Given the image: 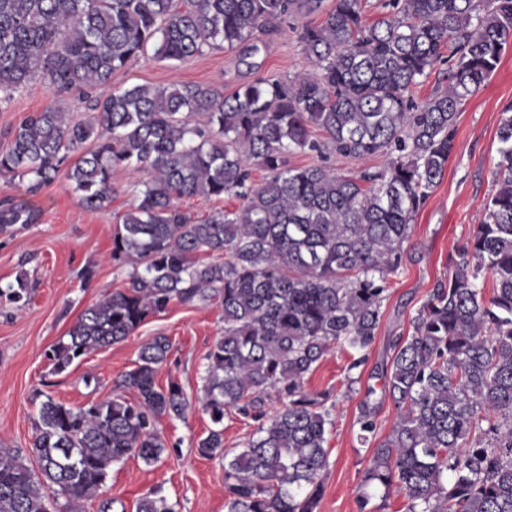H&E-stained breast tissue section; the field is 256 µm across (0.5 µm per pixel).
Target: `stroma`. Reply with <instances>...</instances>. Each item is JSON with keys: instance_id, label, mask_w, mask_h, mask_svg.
<instances>
[{"instance_id": "stroma-1", "label": "stroma", "mask_w": 512, "mask_h": 512, "mask_svg": "<svg viewBox=\"0 0 512 512\" xmlns=\"http://www.w3.org/2000/svg\"><path fill=\"white\" fill-rule=\"evenodd\" d=\"M322 19V12L298 14L280 31L263 37L259 53L248 58L236 50L208 49L174 67L146 57L130 62L112 82L157 87L194 83L217 86L229 94L259 76L285 79L310 68L296 24ZM510 103L512 49L506 50L485 87L469 97L458 116L455 150L414 218L404 244L402 270L381 302V324L367 362L350 369V353L336 350L308 378L307 389L329 393L335 405L328 435L329 466L322 476L324 490L317 512H360L358 489L371 457L370 444L359 438L360 404L371 398L376 438L384 440L395 423L396 408L382 394V372L396 339L412 334L416 310L437 281L452 275L451 253L472 236L482 219V205L496 189L492 172L498 159V129ZM51 104L74 113L85 111L73 97H53L38 81L19 88L9 102H0V149L7 145L6 130ZM133 182L132 175H117L111 202L89 211L80 205L66 174L34 191L29 179H0V202L27 204L34 216L27 226L0 231V286L23 273L36 283L25 306L0 301V448L30 449L43 394L78 407L116 393L122 375L135 366L141 345L162 335L169 338L172 350L156 381L162 386L178 382L193 406L185 417L160 419L165 449L158 462L148 465L135 457L115 465L99 496L83 501L80 512H99L106 500L111 501L112 512H136L138 500L154 490L176 512H225L224 462L197 451L211 427L196 401L203 386L205 355L224 332L219 308L171 304L126 340L76 360L59 374L52 373L47 358L50 347L65 336L84 308L128 284V265L112 259V238L119 216L132 202ZM88 266L96 275L86 285L79 273ZM371 387L376 390L372 396L367 393Z\"/></svg>"}]
</instances>
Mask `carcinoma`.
Instances as JSON below:
<instances>
[{"instance_id":"obj_1","label":"carcinoma","mask_w":512,"mask_h":512,"mask_svg":"<svg viewBox=\"0 0 512 512\" xmlns=\"http://www.w3.org/2000/svg\"><path fill=\"white\" fill-rule=\"evenodd\" d=\"M321 3L0 0V93L38 80L92 111L89 121L52 106L29 113L5 133L0 178L40 184L65 165L80 204L96 211L115 172L142 176L112 239V258L131 264L128 287L83 310L48 353L53 371L125 340L173 302L221 305L224 334L206 354L199 398L213 428L198 452L224 459L226 512H316L330 395L306 380L335 347L358 354L349 369L365 362L413 218L455 149L461 106L512 46V0H386L372 22L362 0H334L321 23L299 29L312 73L260 76L230 95L192 83L112 85L150 50L174 66L207 48L255 53L258 35ZM447 61L448 90L417 101L420 79ZM498 140L483 219L386 366L397 421L373 449L360 512H376L372 486L401 492L405 512H512V105ZM327 152L385 163L348 177L289 162ZM254 166L268 173L261 184ZM196 196L240 205L194 220L178 201ZM31 222L26 206L0 207L1 230ZM486 273L488 297L476 287ZM33 288L20 276L0 299L24 303ZM171 349L165 336L141 347L120 382L133 401L116 394L72 408L45 395L29 454L0 448V512H73L114 465L159 461L158 418L191 406L178 383L156 384ZM232 411L258 422L233 455L224 448ZM358 424L370 441L366 401ZM137 512L175 510L156 490Z\"/></svg>"}]
</instances>
